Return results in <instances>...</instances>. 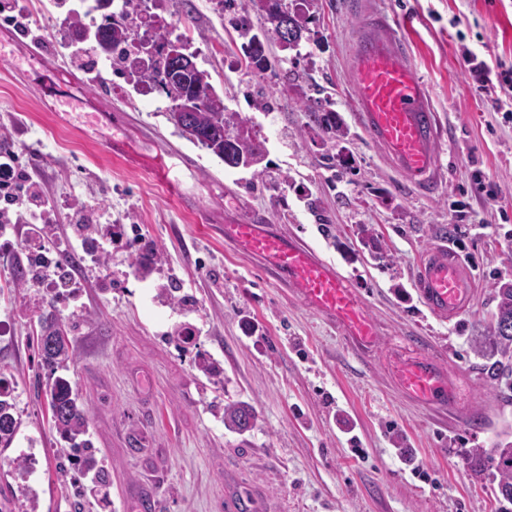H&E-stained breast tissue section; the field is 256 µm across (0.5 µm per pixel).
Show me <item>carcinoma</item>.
I'll use <instances>...</instances> for the list:
<instances>
[{
	"mask_svg": "<svg viewBox=\"0 0 512 512\" xmlns=\"http://www.w3.org/2000/svg\"><path fill=\"white\" fill-rule=\"evenodd\" d=\"M145 0H123V14L117 19L113 16L102 18L101 22L90 27L85 26L79 15L70 16L62 21L63 28L73 41L87 46L91 55L90 62L103 57L114 68L122 67L128 60L127 51L133 47L137 32L134 20L137 19L142 3ZM173 32L165 24L154 28L150 35L154 42L157 59L142 67L137 82L144 84L152 92L165 93L168 71L163 67V53L171 48L181 46L180 38H172ZM239 35L248 39L251 49V60L259 71L276 72L275 62L265 55L264 42L278 40L277 29L268 22L264 26V39L252 32L248 24H243ZM186 89L197 100L196 111L193 112L192 125L195 137L190 139L209 151L214 147L237 151H245L260 158L264 155V143L257 140L249 131L244 129L246 121L238 119L240 130L230 134L231 119L235 114L227 112L224 98L221 97L211 83V74L205 70H196L185 77ZM309 126L320 129L327 137L336 142L346 137L343 126L336 121V113L309 111ZM497 321L490 325L486 336L475 337V348L479 353L494 359L492 369L494 376L505 377L506 384L512 387V328L504 323H512V285L498 289ZM59 321L54 305L39 314L40 331L36 336L35 353L37 364L41 368L53 370L60 367L61 362L72 359L69 346H64V357L58 358L47 351L49 338L54 336V327ZM46 398L51 412L53 426L60 436L70 444L62 449L71 459V465L77 471L103 480L106 478L101 460L96 457L93 443L88 438V412L80 396L71 382L66 378H58L53 383L46 384ZM15 398L8 390L0 388V442L14 438L16 431L17 411ZM256 421L252 405L239 401L224 407V427L238 433H243L242 422ZM470 468L474 477L478 478L484 472L495 469L497 493L502 498H512V443H501L490 450L473 448L469 452Z\"/></svg>",
	"mask_w": 512,
	"mask_h": 512,
	"instance_id": "1",
	"label": "carcinoma"
}]
</instances>
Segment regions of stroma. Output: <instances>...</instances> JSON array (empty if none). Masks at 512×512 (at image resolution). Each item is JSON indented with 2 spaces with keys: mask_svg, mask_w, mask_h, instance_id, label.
<instances>
[{
  "mask_svg": "<svg viewBox=\"0 0 512 512\" xmlns=\"http://www.w3.org/2000/svg\"><path fill=\"white\" fill-rule=\"evenodd\" d=\"M19 0L25 29L0 17V141L54 204L50 245L68 260L72 290L61 317L74 353L62 375L88 410L89 434L109 473L60 479L65 442L50 420L32 339L35 276L11 287L25 264L28 228L0 250V378L22 425L0 447V500L36 498L37 512H497V480L471 476L467 453L512 442V391L501 390L471 339L484 335L497 290L512 283V121L462 67L471 49L493 72L512 70V0H377L403 37L444 129L442 187L417 195L391 170L355 119L345 60L358 20L346 0L308 5L311 39L299 51L272 47L279 75L250 84L224 76L236 36L208 0H177L176 18L196 31L190 50L229 111L263 140L269 169L230 168L168 121L164 95L116 94L76 48H61L39 10ZM264 91L271 108H251ZM312 110L336 112L337 144L309 127ZM286 196L287 211L272 204ZM101 209L115 236L106 262L92 257L71 206ZM243 219L302 239L348 279L381 328L362 353L340 330L269 280L224 242ZM371 240H364L363 229ZM463 249L474 304L452 322L433 318L412 279L421 251L445 239ZM154 255L149 275L133 265ZM258 323L260 340L244 335ZM190 331V344L179 343ZM417 336L457 375L466 413L443 423L396 388ZM205 356L213 380L195 366ZM246 401L254 428L224 426L225 405ZM35 459V483L12 460Z\"/></svg>",
  "mask_w": 512,
  "mask_h": 512,
  "instance_id": "stroma-1",
  "label": "stroma"
}]
</instances>
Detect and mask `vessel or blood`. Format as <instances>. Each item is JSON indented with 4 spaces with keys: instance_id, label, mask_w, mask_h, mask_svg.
I'll return each instance as SVG.
<instances>
[{
    "instance_id": "1",
    "label": "vessel or blood",
    "mask_w": 512,
    "mask_h": 512,
    "mask_svg": "<svg viewBox=\"0 0 512 512\" xmlns=\"http://www.w3.org/2000/svg\"><path fill=\"white\" fill-rule=\"evenodd\" d=\"M361 23L346 60L356 92V119L390 166L421 195L439 185V119L410 64L399 31L371 0H349ZM224 238L258 258L276 283L288 287L311 311L339 327L360 349L377 345L380 327L358 289L305 243L273 225L251 220L228 224ZM474 279L468 262L454 247L440 243L422 252L414 287L437 319L450 321L473 301ZM401 391L436 413L455 412L452 379L431 356L407 364L398 376Z\"/></svg>"
}]
</instances>
